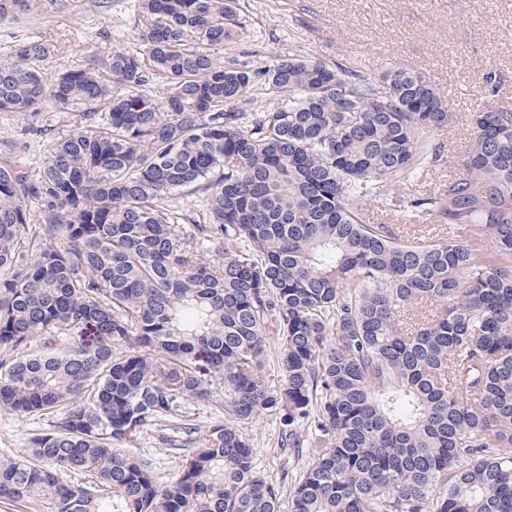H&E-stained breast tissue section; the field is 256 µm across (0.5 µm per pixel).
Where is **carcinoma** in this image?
Returning <instances> with one entry per match:
<instances>
[{
    "mask_svg": "<svg viewBox=\"0 0 512 512\" xmlns=\"http://www.w3.org/2000/svg\"><path fill=\"white\" fill-rule=\"evenodd\" d=\"M135 2L132 50L51 78L40 43L0 57V112L83 118L46 139L36 178L0 158V412L48 422L26 457L0 456V502L283 512L241 431L273 412L282 445L303 447L304 429L323 445L288 512H512V101L499 73L482 77L464 173L402 200L479 239L410 241L360 204L385 206L401 177L445 162L420 136L449 124L425 75L303 55L221 62L211 47L243 39L237 0ZM32 7L0 0V19ZM259 87L281 104L243 108ZM187 189L206 195L202 212L172 203ZM189 401L224 422L196 425ZM147 427L188 450L171 487L127 451Z\"/></svg>",
    "mask_w": 512,
    "mask_h": 512,
    "instance_id": "1",
    "label": "carcinoma"
}]
</instances>
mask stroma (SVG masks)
Masks as SVG:
<instances>
[{
  "instance_id": "stroma-1",
  "label": "stroma",
  "mask_w": 512,
  "mask_h": 512,
  "mask_svg": "<svg viewBox=\"0 0 512 512\" xmlns=\"http://www.w3.org/2000/svg\"><path fill=\"white\" fill-rule=\"evenodd\" d=\"M238 8L247 37L237 44L212 46L215 58L235 55L268 67L300 54L371 75L401 66L423 73L436 85L453 121L423 136L442 145L446 163L395 184L390 190L393 205L366 208L372 221L397 224L407 237L419 236L418 221L397 201L462 173L470 114L483 99L482 74L498 71L501 94L512 99V0H239ZM135 20L131 0H35L28 15L0 20V55L19 39L49 43L54 51L47 67L55 72L92 54L103 59L133 48ZM74 122V117L59 118L46 107L2 113L0 156L39 175L44 154L34 128L67 130ZM46 426L38 417L0 414V455H25L33 434ZM280 429L272 413L242 427L254 447L256 470L285 490L303 461L295 449L281 445ZM130 451L151 461L160 485L175 484L183 458L165 450L154 429L144 430Z\"/></svg>"
}]
</instances>
